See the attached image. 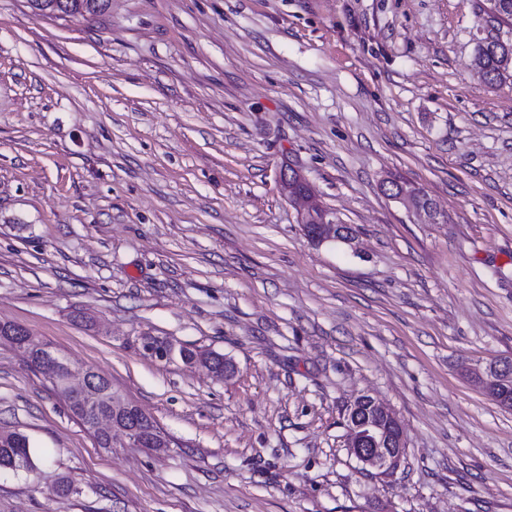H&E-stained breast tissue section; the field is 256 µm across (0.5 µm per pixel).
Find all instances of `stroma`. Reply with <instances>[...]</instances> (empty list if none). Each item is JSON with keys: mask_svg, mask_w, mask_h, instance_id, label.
Here are the masks:
<instances>
[{"mask_svg": "<svg viewBox=\"0 0 512 512\" xmlns=\"http://www.w3.org/2000/svg\"><path fill=\"white\" fill-rule=\"evenodd\" d=\"M484 8L111 0L83 21L0 0V322L172 441L99 448L0 343V428L35 461L0 472V512H512V410L461 370L512 357V84L472 68L512 28ZM287 164L351 243L311 245ZM145 335L235 371L153 362ZM363 393L406 434L393 473L346 447Z\"/></svg>", "mask_w": 512, "mask_h": 512, "instance_id": "1", "label": "stroma"}]
</instances>
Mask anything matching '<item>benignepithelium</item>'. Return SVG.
Segmentation results:
<instances>
[{"label":"benign epithelium","instance_id":"7a95c632","mask_svg":"<svg viewBox=\"0 0 512 512\" xmlns=\"http://www.w3.org/2000/svg\"><path fill=\"white\" fill-rule=\"evenodd\" d=\"M386 195L395 201L408 203L414 189L393 179L384 181ZM282 194L299 208V224L316 247L336 242L349 243L354 235L347 233L336 219V213L323 207L306 177L297 169L280 172ZM141 352L156 363H171L180 354L177 346L156 348L153 337L141 339ZM107 387L110 380L97 373L79 368L69 370L67 393L74 399L85 397L91 387ZM348 448L362 468H372L383 473L394 471L406 448L405 433L398 418L387 407L368 394L358 396L347 415ZM120 431L132 446L136 437L117 416L99 414L94 419L92 432L114 443L115 432Z\"/></svg>","mask_w":512,"mask_h":512}]
</instances>
